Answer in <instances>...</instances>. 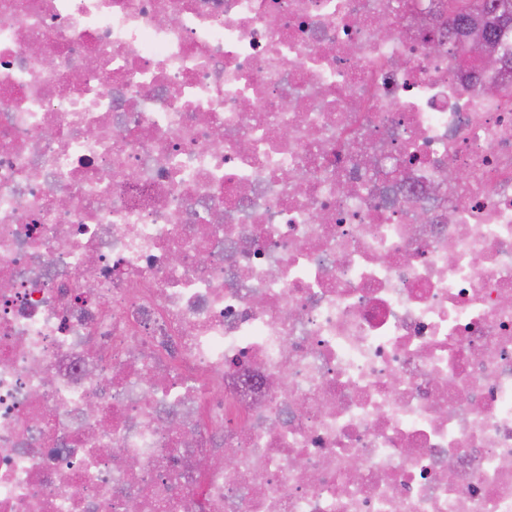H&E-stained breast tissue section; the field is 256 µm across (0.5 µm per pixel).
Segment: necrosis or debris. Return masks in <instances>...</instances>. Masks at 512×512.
<instances>
[{
    "label": "necrosis or debris",
    "instance_id": "necrosis-or-debris-1",
    "mask_svg": "<svg viewBox=\"0 0 512 512\" xmlns=\"http://www.w3.org/2000/svg\"><path fill=\"white\" fill-rule=\"evenodd\" d=\"M447 18L0 0V512H512V93Z\"/></svg>",
    "mask_w": 512,
    "mask_h": 512
}]
</instances>
